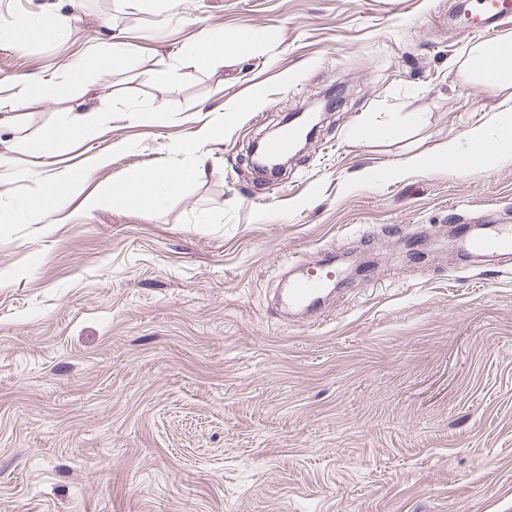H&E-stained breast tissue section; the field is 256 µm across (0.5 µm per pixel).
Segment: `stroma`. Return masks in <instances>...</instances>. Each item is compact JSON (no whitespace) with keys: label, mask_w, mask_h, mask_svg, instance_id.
Masks as SVG:
<instances>
[{"label":"stroma","mask_w":512,"mask_h":512,"mask_svg":"<svg viewBox=\"0 0 512 512\" xmlns=\"http://www.w3.org/2000/svg\"><path fill=\"white\" fill-rule=\"evenodd\" d=\"M54 2L69 39L0 37L1 98L61 88L0 126V211L76 185L48 222L0 224V512H512V257L449 235L512 225V145L481 170L391 172L467 150L512 105L461 76L512 19L464 29L462 0ZM240 27L271 36L194 57L203 30ZM107 36L137 53L73 79ZM159 68L170 83L147 81ZM337 84L346 103L301 161L257 178L252 142ZM84 106L117 116L24 152ZM198 163L151 214L84 208L128 172ZM331 247L375 265L320 321L283 312L278 289ZM463 153L460 152L453 142H447L439 145L430 155L418 154L407 159L402 168L396 170L399 173L405 167H413L420 170H434L441 166L448 168L454 167V163L463 158Z\"/></svg>","instance_id":"1"}]
</instances>
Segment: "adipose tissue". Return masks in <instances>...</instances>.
<instances>
[{"label": "adipose tissue", "instance_id": "obj_1", "mask_svg": "<svg viewBox=\"0 0 512 512\" xmlns=\"http://www.w3.org/2000/svg\"><path fill=\"white\" fill-rule=\"evenodd\" d=\"M261 38L259 32L249 28L235 30L205 31L194 49V54L210 64L223 62L225 54L244 55ZM108 113L93 111H69L55 125L44 129L37 137L25 142L24 150L34 157L48 156L56 153L67 143L84 140L96 134L104 125L111 123ZM201 172L194 166L175 172H133L100 196L86 199L87 211H94L106 205L115 210L140 207L155 209L161 202L186 181L195 179ZM73 189L72 182L54 181L47 185L40 194L17 202L7 214L8 222L17 224L43 223L50 211L64 201Z\"/></svg>", "mask_w": 512, "mask_h": 512}]
</instances>
